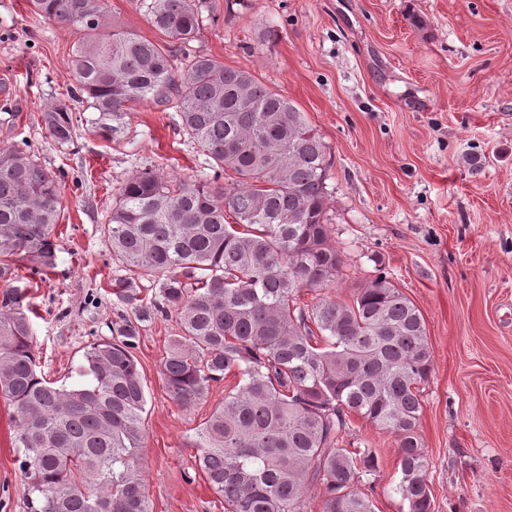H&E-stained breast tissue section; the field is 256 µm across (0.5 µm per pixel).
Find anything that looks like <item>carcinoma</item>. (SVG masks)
Returning <instances> with one entry per match:
<instances>
[{
	"label": "carcinoma",
	"mask_w": 512,
	"mask_h": 512,
	"mask_svg": "<svg viewBox=\"0 0 512 512\" xmlns=\"http://www.w3.org/2000/svg\"><path fill=\"white\" fill-rule=\"evenodd\" d=\"M30 2L77 34L73 96L89 110L45 109L52 142L69 146L83 124L120 143L129 106L152 102L175 112L201 176L174 180L145 165L116 189L107 244L137 277L111 283L123 311L111 335L85 346L86 380L66 385L41 371L27 296L30 278L57 265L64 174L28 143L0 146V396L13 408L28 512H153L134 350L146 323L170 313L160 372L174 403L237 378L194 443V470L224 512H304L313 487L322 512H374L359 483L377 453L339 446L353 414L394 436L407 512H431L418 433L433 372L425 320L382 272L348 301L331 293L344 266L331 237L332 157L305 112L193 50L209 0H133L163 45L110 26L104 0ZM305 290L313 302L300 301Z\"/></svg>",
	"instance_id": "obj_1"
}]
</instances>
